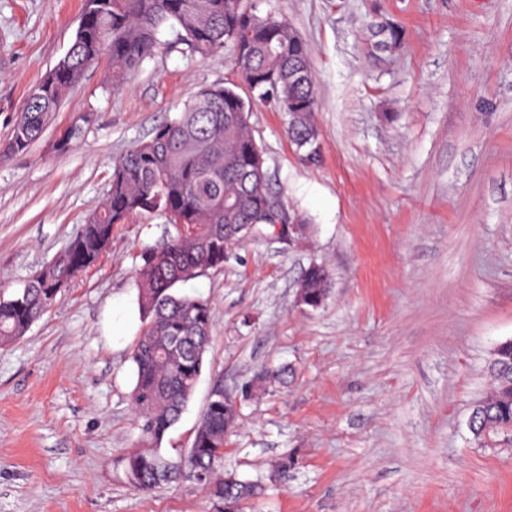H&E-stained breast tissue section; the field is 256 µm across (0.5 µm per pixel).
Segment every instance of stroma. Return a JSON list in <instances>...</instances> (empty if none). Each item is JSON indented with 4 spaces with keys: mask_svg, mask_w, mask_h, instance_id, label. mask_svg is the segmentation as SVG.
<instances>
[{
    "mask_svg": "<svg viewBox=\"0 0 512 512\" xmlns=\"http://www.w3.org/2000/svg\"><path fill=\"white\" fill-rule=\"evenodd\" d=\"M81 0H0V293L68 245L104 198L112 163L200 88L239 83L225 55L175 45L169 27L134 80L89 70L42 138L6 152L29 90L68 50ZM310 44L322 159L303 161L286 117L253 100L270 188L309 234L247 238L219 270L179 285L212 309L194 394L161 444L187 454L213 389L240 396L224 469L268 481L242 512H512V442L474 439L494 347L512 340V0H255ZM400 48L369 55L368 23ZM93 113L72 150L53 145ZM155 213L118 225L21 338L0 345V512H210L183 479L146 494L124 461L141 447L130 393L143 319L141 252ZM332 287L299 305L310 263ZM293 367L288 385L240 392ZM291 459L287 480L275 463Z\"/></svg>",
    "mask_w": 512,
    "mask_h": 512,
    "instance_id": "stroma-1",
    "label": "stroma"
}]
</instances>
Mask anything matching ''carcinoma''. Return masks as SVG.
I'll return each instance as SVG.
<instances>
[{
	"instance_id": "1",
	"label": "carcinoma",
	"mask_w": 512,
	"mask_h": 512,
	"mask_svg": "<svg viewBox=\"0 0 512 512\" xmlns=\"http://www.w3.org/2000/svg\"><path fill=\"white\" fill-rule=\"evenodd\" d=\"M164 24L175 29L177 44L192 56L228 53L249 96L234 85L203 87L177 117L116 158L105 197L66 249L10 297L0 296V344L23 336L56 303L62 286L98 262L115 225L139 212L164 216L168 230L141 253L138 272L143 329L131 355L136 375L131 398L146 448L125 458L127 477L145 493L188 477L220 506L217 512H240L263 485L223 471L224 434L235 421L224 391L210 396L184 458L174 461L160 452L194 393L211 343L210 304L180 295L176 287L205 270L223 268L234 245L277 222L272 204L278 198L249 125L252 100L285 113L296 151L319 161L310 46L286 20L258 15L249 0H83L73 43L29 91L9 150L22 152L42 137L66 93L88 70L104 62L105 87H126L157 51ZM90 121L91 114L81 116L55 149H73ZM330 287L329 270L310 264L299 283V304L321 308ZM488 376L490 390L469 416L478 440L512 435V341L496 346Z\"/></svg>"
}]
</instances>
